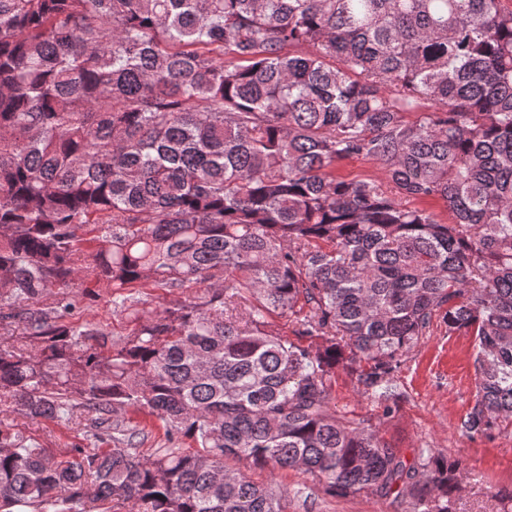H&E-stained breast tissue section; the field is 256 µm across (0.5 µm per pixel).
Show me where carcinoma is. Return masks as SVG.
<instances>
[{"label":"carcinoma","instance_id":"obj_1","mask_svg":"<svg viewBox=\"0 0 512 512\" xmlns=\"http://www.w3.org/2000/svg\"><path fill=\"white\" fill-rule=\"evenodd\" d=\"M101 282L118 337L81 319ZM437 318L474 336L459 429L489 437L512 424L503 0H0V512H287L288 469L451 512L460 465L332 392L392 414ZM337 173L348 179H385L384 170L378 163L356 159L342 161L337 166ZM24 431L25 435L36 438L41 444L55 451H64L75 445H80L86 450L97 448V443L87 439L82 427L76 424H30Z\"/></svg>","mask_w":512,"mask_h":512}]
</instances>
